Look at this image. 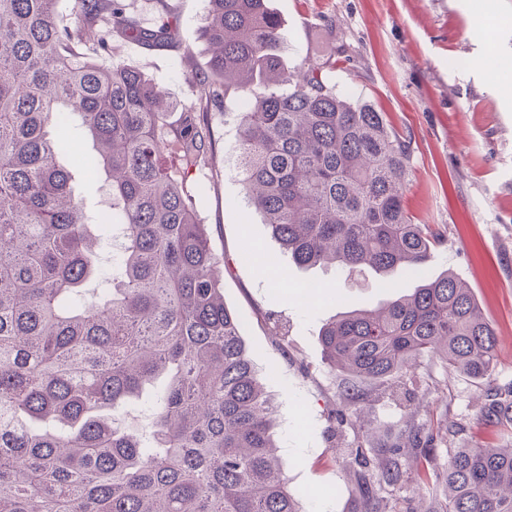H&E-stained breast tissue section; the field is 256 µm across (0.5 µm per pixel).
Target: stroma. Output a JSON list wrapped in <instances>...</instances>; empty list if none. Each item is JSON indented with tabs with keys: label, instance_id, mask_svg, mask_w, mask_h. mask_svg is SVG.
<instances>
[{
	"label": "stroma",
	"instance_id": "1",
	"mask_svg": "<svg viewBox=\"0 0 512 512\" xmlns=\"http://www.w3.org/2000/svg\"><path fill=\"white\" fill-rule=\"evenodd\" d=\"M180 20L181 40L164 49L114 41L102 65L122 63L154 79L170 99L191 98L187 77L202 70L208 55L195 38L208 0H167ZM280 18L281 55L297 66L315 50L333 54L338 90L373 103L411 138L410 175L404 198L418 224L442 225L446 243L433 250L422 271L396 272L393 289L367 270L348 275L332 265L308 269L282 255L263 216L251 206L234 170L238 155V95L207 120L214 140L210 163L188 181L196 214L207 224L214 253L222 260L224 302L242 321L244 342L276 407L274 435L288 485L305 512H351L358 495L342 466L352 428L331 429L326 408L340 377L322 361L320 331L335 315L371 310L411 294L424 277L453 272L470 284L496 330L495 384L512 382V93L489 77V60L512 63V0H270ZM62 164L72 188L95 218L112 205L102 179L87 175L93 142L67 133ZM256 246L278 255L287 290L273 289L256 266L242 259ZM326 286L320 304H297L299 286ZM417 375L428 413L460 422L455 448L498 445L496 429L477 421L485 382L442 363L423 360ZM371 404L365 427L395 440L404 428L403 403L386 387L364 388Z\"/></svg>",
	"mask_w": 512,
	"mask_h": 512
}]
</instances>
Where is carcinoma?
Masks as SVG:
<instances>
[{
    "instance_id": "carcinoma-1",
    "label": "carcinoma",
    "mask_w": 512,
    "mask_h": 512,
    "mask_svg": "<svg viewBox=\"0 0 512 512\" xmlns=\"http://www.w3.org/2000/svg\"><path fill=\"white\" fill-rule=\"evenodd\" d=\"M57 2L0 0V512H303L185 180L213 154L207 113L237 94L249 200L295 264L415 271L446 235L405 208L410 141L336 89L331 57L288 69L267 0H208L197 39L209 71L191 74L195 98L175 120L152 79L94 56L115 38L172 46L178 17L164 6L145 27L122 0H81L71 28ZM65 113L95 143L124 232L101 291L86 289L89 222L60 163ZM320 342L330 369L394 380L410 406L422 405L419 359L484 379L496 362L495 329L452 273L378 312L342 313ZM160 377L148 423L128 432L121 408ZM339 399L328 419L356 427L366 398L349 383ZM479 400L509 443L450 448L441 468L435 450L461 426L410 412L402 441L366 437L344 462L357 465L355 512H512V383Z\"/></svg>"
}]
</instances>
